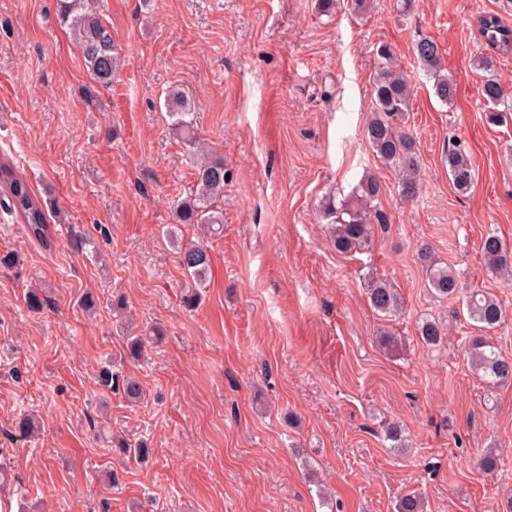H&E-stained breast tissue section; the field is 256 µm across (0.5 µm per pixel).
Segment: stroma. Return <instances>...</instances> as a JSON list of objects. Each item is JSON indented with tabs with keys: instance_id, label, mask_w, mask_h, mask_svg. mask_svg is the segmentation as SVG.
<instances>
[{
	"instance_id": "stroma-1",
	"label": "stroma",
	"mask_w": 512,
	"mask_h": 512,
	"mask_svg": "<svg viewBox=\"0 0 512 512\" xmlns=\"http://www.w3.org/2000/svg\"><path fill=\"white\" fill-rule=\"evenodd\" d=\"M121 54L101 109L56 0H0V157H13L44 201L56 244L28 241L0 210V487L8 512H395L418 491L427 512H503L512 498V383L485 386L465 353L462 295L494 293L507 311L490 338L512 356V287L486 269L480 240L512 244V119L487 122L472 67L483 53L473 17L512 26V0H373L370 12L315 0H101ZM434 40L457 83L433 94L414 44ZM391 46L408 77L407 127L422 160L417 200L400 197L364 126L375 50ZM192 102L201 140L224 160V229L210 238L199 306L182 303L185 274L171 236L174 206L195 175L164 98ZM470 149L468 193L448 179L454 138ZM387 216L369 250L332 246L319 202L366 174ZM430 246L459 275L434 297L417 253ZM398 288L403 307L381 347L368 277ZM36 291L42 310L27 305ZM93 294L96 307L78 305ZM442 318L428 348L416 325ZM160 325L161 343L128 360L119 324ZM137 377L138 406L102 398L99 371ZM36 417L33 436L16 429ZM411 440L393 448L383 422ZM147 441V465L117 467L107 434ZM502 448L497 471L480 469Z\"/></svg>"
}]
</instances>
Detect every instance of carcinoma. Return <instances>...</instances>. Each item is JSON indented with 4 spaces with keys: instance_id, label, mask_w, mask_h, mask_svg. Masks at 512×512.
I'll use <instances>...</instances> for the list:
<instances>
[{
    "instance_id": "carcinoma-1",
    "label": "carcinoma",
    "mask_w": 512,
    "mask_h": 512,
    "mask_svg": "<svg viewBox=\"0 0 512 512\" xmlns=\"http://www.w3.org/2000/svg\"><path fill=\"white\" fill-rule=\"evenodd\" d=\"M56 15L67 27L89 69L94 84L100 87L112 85L117 72L119 52L112 39V31L100 13L98 0H57ZM476 31L486 53L475 59L476 69L484 73L481 95L486 106V120L491 124L502 122V113L512 111V98L497 77L496 56L512 54V27L503 23L498 14L486 12L476 18ZM418 63L433 79L435 97L443 104L453 103L457 83L443 73L441 53L433 40L423 38L414 47ZM381 63L375 72L372 87L371 113L365 125V138L377 159L390 168L398 179L401 195L407 200L418 197L421 190L422 163L415 138L405 129L406 112L409 108L411 87L405 75L391 63L392 49L381 44L376 49ZM166 108L172 118V129L188 146L194 162L196 176L195 193L181 200L175 207L174 224H195L201 232L215 234L224 224L223 209L216 202L224 194L226 172L224 160L208 154L193 124L189 97L179 89L166 96ZM448 177L456 191L467 193L476 180V169L464 148L454 140L444 154ZM381 183L369 174L351 191L340 198L336 192H328L321 200L322 218L331 225L333 246L341 253L370 248L373 225L384 223V214L378 206ZM0 209L11 214L23 225L29 240L42 247L54 244L55 228L49 223L44 202L35 195L28 181L15 164L0 158ZM482 257L488 269L506 284H512V248L497 234L486 233L480 242ZM210 254L205 240L200 239L179 249V263L189 282L183 303L196 305L198 288L206 280L210 268ZM420 262L433 293L441 298L454 296L458 291L455 270L435 258L427 247L420 253ZM367 294L371 308L386 321L401 307L400 293L384 279L371 278ZM463 309L468 318L476 323L479 334L469 337L466 354L472 371L489 387L512 381V357L501 350L486 336L497 330L505 321L506 310L501 301L484 289H473L465 297ZM421 342L429 347L438 346L446 335V326L438 319H423L417 324ZM161 332L152 329L149 334L127 337V349L131 357L143 355L146 347L158 341ZM98 386L108 392L120 390L130 403L141 401L145 395L142 383L134 377H120L106 367L101 370ZM382 431L391 447L405 445V429L395 422L382 424ZM115 450L122 455H132L142 462L151 458V448L140 440L132 445L121 439L114 440ZM425 500L411 493L396 503V512H424Z\"/></svg>"
}]
</instances>
